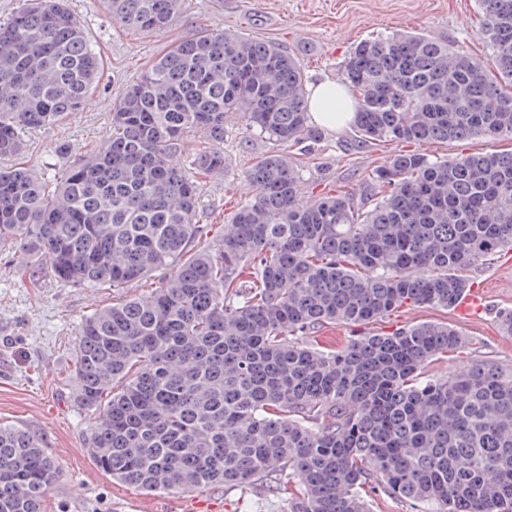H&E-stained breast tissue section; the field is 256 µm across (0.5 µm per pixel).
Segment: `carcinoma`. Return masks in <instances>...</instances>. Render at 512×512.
Instances as JSON below:
<instances>
[{
	"label": "carcinoma",
	"mask_w": 512,
	"mask_h": 512,
	"mask_svg": "<svg viewBox=\"0 0 512 512\" xmlns=\"http://www.w3.org/2000/svg\"><path fill=\"white\" fill-rule=\"evenodd\" d=\"M112 19L161 35L185 0H103ZM496 76L469 52L413 31L361 40L341 76L363 142L401 149L357 194L301 203L302 166L272 151L246 170L254 196L200 247L199 175L224 169V114L277 146L316 139L296 58L201 28L130 84L100 149L53 189L0 167V252L80 288L150 292L95 310L75 344V399L98 412L88 452L147 493L299 484L289 512H369L378 486L430 512H512V367L470 362L420 380L461 334L425 322L340 349L301 338L362 326L407 304L452 308L454 271L512 249V151L431 159L411 149L512 138V0H477ZM100 59L64 0H23L0 23V160L22 134L82 110ZM209 146L177 166L183 137ZM57 465L0 426V512H45Z\"/></svg>",
	"instance_id": "obj_1"
}]
</instances>
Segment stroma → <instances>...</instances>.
I'll return each instance as SVG.
<instances>
[{"instance_id":"stroma-1","label":"stroma","mask_w":512,"mask_h":512,"mask_svg":"<svg viewBox=\"0 0 512 512\" xmlns=\"http://www.w3.org/2000/svg\"><path fill=\"white\" fill-rule=\"evenodd\" d=\"M101 57L103 69L83 111L23 136L20 162L50 179L95 153L109 131L112 112L126 88L175 40L201 27L240 32L279 44L297 58L306 84L339 80L342 65L360 40L395 30L418 31L462 47L481 60L490 50L477 34L475 0H187V9L162 35L144 34L113 21L103 0H66ZM237 112L224 116V169L204 178L201 209L217 241L220 226L254 194L245 171L274 151ZM395 145L359 143L353 127L323 130L319 141L288 147L303 163L302 196L311 199L337 185L361 187ZM25 258L0 254V424L21 425L41 440L59 475L46 512H289L288 494L276 480L246 487L216 486L192 492L146 493L105 475L87 453L96 413L74 399L73 346L81 321L104 305L146 294L150 280L120 291L78 288L50 274L31 281ZM470 287L485 291L482 310L407 305L368 325L370 334L424 322L445 323L463 346L428 365L426 378L448 375L479 358L512 366V335L499 313L512 309V250L461 269Z\"/></svg>"}]
</instances>
